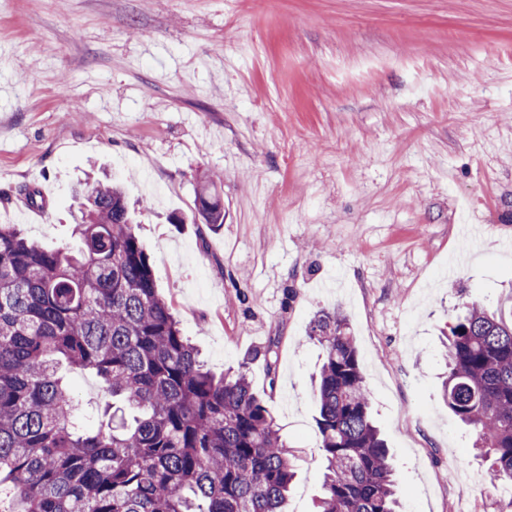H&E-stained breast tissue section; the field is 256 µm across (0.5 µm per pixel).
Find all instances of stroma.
<instances>
[{
    "label": "stroma",
    "mask_w": 512,
    "mask_h": 512,
    "mask_svg": "<svg viewBox=\"0 0 512 512\" xmlns=\"http://www.w3.org/2000/svg\"><path fill=\"white\" fill-rule=\"evenodd\" d=\"M93 171L183 333L265 399L288 512L321 494L307 332L335 308L404 512H500L441 383L458 309L512 307V0H0V215L38 188L24 235L75 247ZM196 214L205 224H223L224 205L216 190L211 191L206 188L199 193Z\"/></svg>",
    "instance_id": "obj_1"
}]
</instances>
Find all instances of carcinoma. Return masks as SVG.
Instances as JSON below:
<instances>
[{
  "instance_id": "1",
  "label": "carcinoma",
  "mask_w": 512,
  "mask_h": 512,
  "mask_svg": "<svg viewBox=\"0 0 512 512\" xmlns=\"http://www.w3.org/2000/svg\"><path fill=\"white\" fill-rule=\"evenodd\" d=\"M77 252L0 225V512H286L287 443L243 370L216 375L155 287L120 185L87 176ZM196 214L224 223L216 191ZM317 512H401L344 316L321 311ZM448 409L512 483V322L479 303L448 323ZM103 401L86 422L69 375Z\"/></svg>"
}]
</instances>
